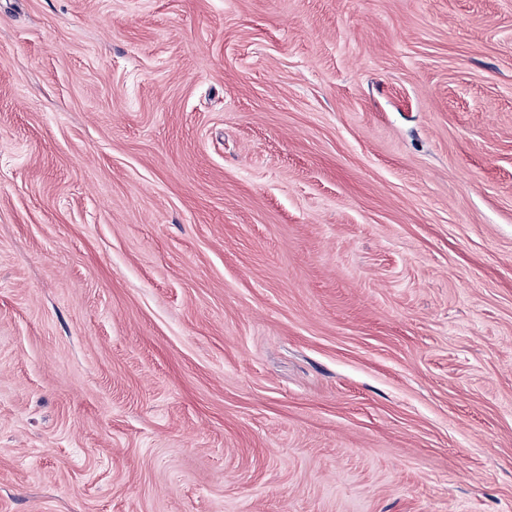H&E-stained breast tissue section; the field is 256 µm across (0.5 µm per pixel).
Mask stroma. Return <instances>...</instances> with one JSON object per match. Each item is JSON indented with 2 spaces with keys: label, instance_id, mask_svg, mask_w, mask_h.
Returning a JSON list of instances; mask_svg holds the SVG:
<instances>
[{
  "label": "stroma",
  "instance_id": "35a3bbf8",
  "mask_svg": "<svg viewBox=\"0 0 512 512\" xmlns=\"http://www.w3.org/2000/svg\"><path fill=\"white\" fill-rule=\"evenodd\" d=\"M0 512H512V0H0Z\"/></svg>",
  "mask_w": 512,
  "mask_h": 512
}]
</instances>
